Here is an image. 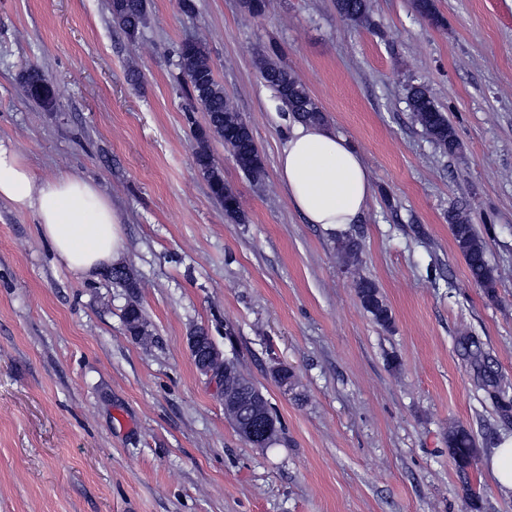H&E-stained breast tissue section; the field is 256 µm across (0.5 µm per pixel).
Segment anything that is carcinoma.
<instances>
[{"mask_svg":"<svg viewBox=\"0 0 512 512\" xmlns=\"http://www.w3.org/2000/svg\"><path fill=\"white\" fill-rule=\"evenodd\" d=\"M413 6L420 16L435 24L443 23V18L438 15L430 0H414ZM336 9L344 20L353 24L362 25L369 21V0H336ZM109 11L112 21L131 38L146 24V0H109ZM176 57L178 80L185 86L191 107L207 115L206 125L194 130V164L207 180L212 195L224 205L225 216L240 224L244 222L245 216L239 197L224 184V176L216 167L210 151L209 140L213 137L221 138L233 160L244 162L240 169L254 180L260 179L265 173L263 157L250 125L234 108L224 93V85L217 80L206 43L201 39L184 42L177 49ZM259 73L276 90L293 119L301 122L325 120L323 111L306 86L287 66L278 61L263 59L259 62ZM20 78L31 98L43 106L53 105L52 88L38 68L30 66L24 69ZM407 103L415 121L440 148L450 154L460 149L456 132L448 122L447 115L426 86L408 85ZM449 220L452 236L466 262L470 279L487 292H494L495 278L486 257L485 244L470 223L468 215L458 209L451 212ZM356 293L362 308L375 323L384 328L391 325V312L374 281L359 279L356 282ZM123 321L132 335H145L142 311L138 304L128 303L123 312ZM193 336L190 350L195 365L200 366L215 349V344L204 328L196 329ZM210 369L213 376L224 378L230 397L238 405L240 413L234 426L239 435L246 442L260 448L277 443L283 434L280 419L268 401L254 406V384L239 374L237 365L232 361H212ZM448 447L459 466L470 465L475 454V443L465 427L457 426L449 432Z\"/></svg>","mask_w":512,"mask_h":512,"instance_id":"1","label":"carcinoma"}]
</instances>
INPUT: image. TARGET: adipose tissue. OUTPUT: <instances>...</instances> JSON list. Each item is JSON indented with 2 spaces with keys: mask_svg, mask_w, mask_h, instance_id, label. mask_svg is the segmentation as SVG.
<instances>
[{
  "mask_svg": "<svg viewBox=\"0 0 512 512\" xmlns=\"http://www.w3.org/2000/svg\"><path fill=\"white\" fill-rule=\"evenodd\" d=\"M289 205L310 224L336 231L356 223L372 194L359 153L323 124H293L277 155ZM33 212L44 239L70 269L96 274L115 264L125 244L120 217L97 187L61 173L37 179L25 160L0 142V200Z\"/></svg>",
  "mask_w": 512,
  "mask_h": 512,
  "instance_id": "ef3b65f1",
  "label": "adipose tissue"
}]
</instances>
